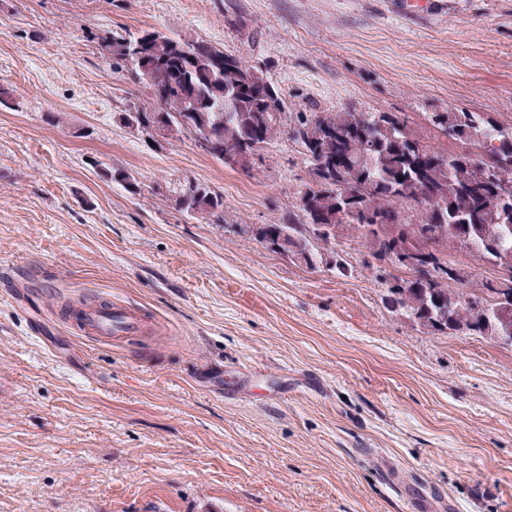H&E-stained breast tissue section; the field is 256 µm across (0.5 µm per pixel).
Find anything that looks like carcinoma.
<instances>
[{
    "label": "carcinoma",
    "instance_id": "obj_1",
    "mask_svg": "<svg viewBox=\"0 0 512 512\" xmlns=\"http://www.w3.org/2000/svg\"><path fill=\"white\" fill-rule=\"evenodd\" d=\"M98 44L106 62L154 97L153 109L134 102L125 108L123 119L133 130L161 127L168 143L189 137L197 144L202 135L209 143L204 153L251 176L255 162L236 167L224 161V146L248 158L282 135L300 144L312 183L288 203L283 222L253 227L258 243H285L304 254L307 265L330 263L336 275L345 276L348 264L330 231L340 224L355 234L378 278L391 247L399 245L389 226L411 224L434 247L414 251L406 267L410 275L386 285L388 305L435 335L448 333L452 324H466L476 336L512 332V321L492 314L478 320L472 304L448 287L454 271L448 253L461 250L463 238L470 243L467 253L482 265L512 256V213L501 196L503 189L512 190V126L474 112L432 113V125L457 142L453 152L422 144L408 119L394 112H366L362 127L354 126L355 108L311 112L290 129L278 88L239 54L158 30L106 31ZM129 45L140 48L136 64L127 59ZM342 165L350 176L345 199L336 191ZM103 177L130 194L142 192L128 173L107 170ZM162 197L188 220L225 222L224 194L206 183L188 180L177 195Z\"/></svg>",
    "mask_w": 512,
    "mask_h": 512
}]
</instances>
